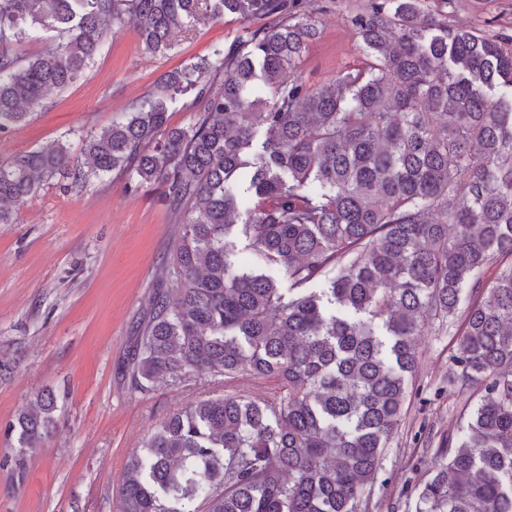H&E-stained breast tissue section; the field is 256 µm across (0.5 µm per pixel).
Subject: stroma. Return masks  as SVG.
I'll return each mask as SVG.
<instances>
[{"instance_id":"stroma-1","label":"stroma","mask_w":512,"mask_h":512,"mask_svg":"<svg viewBox=\"0 0 512 512\" xmlns=\"http://www.w3.org/2000/svg\"><path fill=\"white\" fill-rule=\"evenodd\" d=\"M354 3L332 0L319 15V38L302 65L311 87L357 63L347 23ZM448 20L512 35V0H456ZM254 26L209 18L160 57L145 53L136 23L128 22L107 34L76 83L48 92L28 122L0 135V161L60 140L80 157L88 133L152 95L167 71ZM179 231L161 187L132 192L116 174L81 190L55 180L16 210L13 223L0 224V512H115L130 453L168 414L200 397L261 402L278 395L270 378L246 376L225 386L204 373L182 386L161 381L130 394L129 346ZM457 330L435 327L418 337L420 366L402 421L360 512H415L436 450L479 403L480 392L448 381ZM46 387L56 395L57 426L16 468L15 440L5 428Z\"/></svg>"}]
</instances>
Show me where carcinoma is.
<instances>
[{"label": "carcinoma", "mask_w": 512, "mask_h": 512, "mask_svg": "<svg viewBox=\"0 0 512 512\" xmlns=\"http://www.w3.org/2000/svg\"><path fill=\"white\" fill-rule=\"evenodd\" d=\"M424 3L358 0L360 63L312 88L301 66L320 0H0V134L128 18L154 56L203 18L264 21L166 72L86 135L80 161L59 141L0 162V224L60 174L164 187L182 227L136 326L133 390L199 372L282 387L170 414L130 456L117 512H358L401 423L416 337L458 317L451 374L484 395L416 512H512V40ZM25 42L42 49L22 58ZM187 94L190 123L170 125ZM240 239L288 287L242 267ZM55 408L44 388L9 423L20 454Z\"/></svg>", "instance_id": "carcinoma-1"}]
</instances>
